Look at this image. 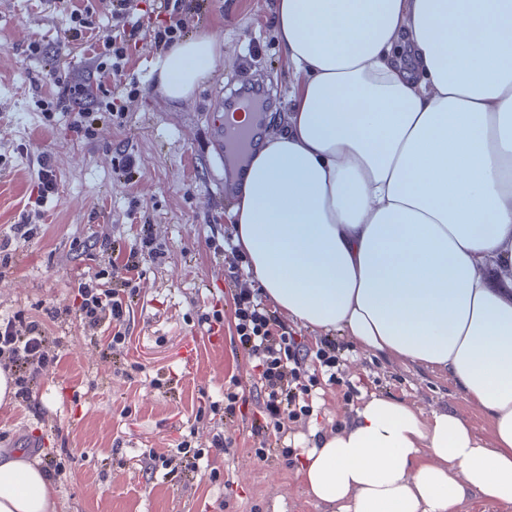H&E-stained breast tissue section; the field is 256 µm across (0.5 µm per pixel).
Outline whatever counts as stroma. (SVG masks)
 Masks as SVG:
<instances>
[{
	"mask_svg": "<svg viewBox=\"0 0 512 512\" xmlns=\"http://www.w3.org/2000/svg\"><path fill=\"white\" fill-rule=\"evenodd\" d=\"M83 4L97 15L110 14V0H55L49 8L43 0H0V236L20 223L29 195L39 192V156L55 158L45 221L34 225L29 240L17 242L18 268L0 278V315L22 310L43 318L68 304L77 275L107 266L101 243L133 241L141 225H148L164 253L142 266L126 354L112 355L110 334L92 333L76 319L52 324V336L64 346L62 359L33 384L30 398L0 404V448L36 441L40 463L61 462L62 471L50 477L58 512H330L308 498L297 464L254 456L260 442L253 432L260 423L255 400L219 429L233 440L218 458L227 481L212 480L206 461L174 452L182 435L205 445L217 430L196 420L201 401L223 400L229 377L246 386L256 377L232 342L224 240L235 232V200L221 192L225 146L212 133L210 115L244 61L252 82L272 93L264 112L286 122L301 78L278 38L275 0H207L189 19L190 36H211L219 52L194 93L180 101L159 88V57L148 40L114 76H98L91 61L68 53L59 38L67 14ZM36 40L59 53L57 64L30 58ZM58 70L75 84L132 88L122 111L91 113L95 140H70L37 107ZM122 153L135 158L133 168L116 169ZM131 205L137 210L132 220L126 215ZM215 308L223 325L209 334L198 316ZM330 336L359 393L348 400L342 390H327L312 418L291 425L288 440L307 441L314 430L347 425L373 392L425 414L458 411L489 437L487 417L447 376L360 352L338 331Z\"/></svg>",
	"mask_w": 512,
	"mask_h": 512,
	"instance_id": "1",
	"label": "stroma"
}]
</instances>
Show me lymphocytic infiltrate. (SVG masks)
I'll return each mask as SVG.
<instances>
[{
  "instance_id": "1",
  "label": "lymphocytic infiltrate",
  "mask_w": 512,
  "mask_h": 512,
  "mask_svg": "<svg viewBox=\"0 0 512 512\" xmlns=\"http://www.w3.org/2000/svg\"><path fill=\"white\" fill-rule=\"evenodd\" d=\"M204 0H155L152 13H138L136 0H112V28L109 35L98 36L92 8L72 14L71 26L65 31L67 44L90 52L99 73L122 71L128 62V50L138 36H147L156 51L166 52L186 34L183 20L196 15ZM52 102L69 112V133L88 141L96 129L87 120L91 107L84 90L72 86L65 73H57ZM108 254L124 257L122 265H109L76 280V302L55 309L53 318L78 314L85 326L106 327L112 331V352L124 349L126 321L138 294L139 269L145 259H157L162 249L150 233H142L138 243L128 246L112 239L103 244ZM236 342L258 371L254 385L261 409L262 437L254 451L258 459L279 453L292 459L294 450L282 440L289 424L306 420L312 410L314 388L323 384L339 385L342 356L331 340L316 344L295 339L257 293H235ZM49 332L44 323L26 312L0 319V359L15 368V382L21 395H28L30 384L60 361L49 353Z\"/></svg>"
}]
</instances>
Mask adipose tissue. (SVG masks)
Segmentation results:
<instances>
[{"label":"adipose tissue","mask_w":512,"mask_h":512,"mask_svg":"<svg viewBox=\"0 0 512 512\" xmlns=\"http://www.w3.org/2000/svg\"><path fill=\"white\" fill-rule=\"evenodd\" d=\"M304 81L288 125L236 165L235 244L283 315L448 375L456 411L373 393L304 449L332 512L512 505V0H277ZM218 52L173 46L158 83L187 98ZM36 459L0 448V512H56Z\"/></svg>","instance_id":"adipose-tissue-1"}]
</instances>
